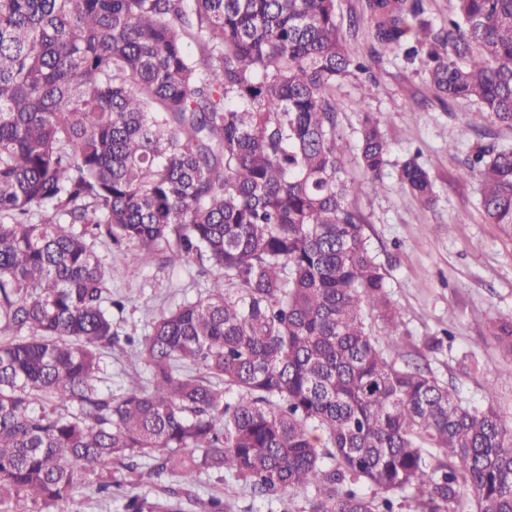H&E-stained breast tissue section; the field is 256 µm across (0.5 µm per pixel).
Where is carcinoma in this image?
<instances>
[{"mask_svg": "<svg viewBox=\"0 0 512 512\" xmlns=\"http://www.w3.org/2000/svg\"><path fill=\"white\" fill-rule=\"evenodd\" d=\"M365 9L438 100L512 128V0H457L439 28L423 0ZM370 69L336 0H0V512L145 474L168 499L125 512H224L197 492L222 473L280 512L291 493L400 512L406 492L420 512H512V418L398 359L401 314L346 203L336 84ZM388 151L364 114L360 167L380 178ZM463 174L512 234V149L479 146ZM399 179L433 203L416 158ZM97 239L136 244L131 262L164 243L210 291L121 339ZM487 329L512 356V316ZM119 343L150 377L115 394Z\"/></svg>", "mask_w": 512, "mask_h": 512, "instance_id": "obj_1", "label": "carcinoma"}]
</instances>
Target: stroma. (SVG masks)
Wrapping results in <instances>:
<instances>
[{"mask_svg": "<svg viewBox=\"0 0 512 512\" xmlns=\"http://www.w3.org/2000/svg\"><path fill=\"white\" fill-rule=\"evenodd\" d=\"M364 4L336 0L346 47L365 59L378 46ZM336 97L345 166L359 183L347 203L363 219L389 296L402 314V354L429 365L463 402L480 405L491 395L501 412L512 416V380L503 375L512 367V356L486 329L489 317L512 316V237L484 218L479 181L461 176L465 159L477 146L512 149V128L475 119L474 102H439L420 64L407 63L399 54L384 55L371 74L341 81ZM365 110L380 119L389 143L387 164L376 184L363 177L358 164ZM412 153L435 181L433 208H425L398 179L400 165ZM95 250L110 272L108 288L125 299L118 316L121 334L142 335L155 315L208 293L207 279L186 268L164 266L161 252L133 264L125 250L106 242L96 241ZM431 336L443 338L440 350L426 348ZM199 493L222 497L227 512H270L228 477H203Z\"/></svg>", "mask_w": 512, "mask_h": 512, "instance_id": "35a3bbf8", "label": "stroma"}]
</instances>
